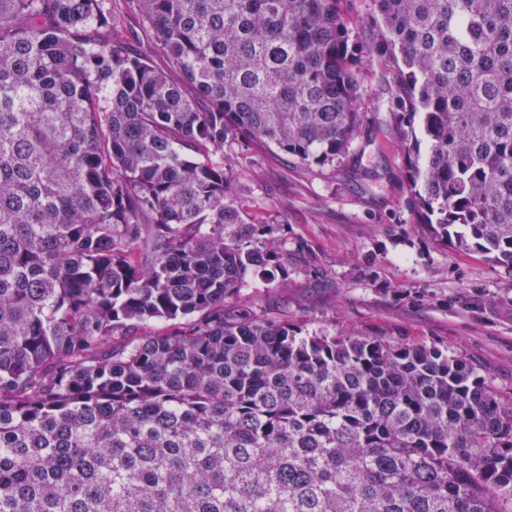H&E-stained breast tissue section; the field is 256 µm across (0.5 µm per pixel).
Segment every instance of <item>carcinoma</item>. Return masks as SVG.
<instances>
[{"label":"carcinoma","mask_w":512,"mask_h":512,"mask_svg":"<svg viewBox=\"0 0 512 512\" xmlns=\"http://www.w3.org/2000/svg\"><path fill=\"white\" fill-rule=\"evenodd\" d=\"M372 2L415 223L512 270V0ZM342 4L0 0V512H512L465 360L235 306L280 264L224 144L349 156Z\"/></svg>","instance_id":"carcinoma-1"}]
</instances>
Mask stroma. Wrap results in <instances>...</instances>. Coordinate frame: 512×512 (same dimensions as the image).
<instances>
[{
	"label": "stroma",
	"instance_id": "1",
	"mask_svg": "<svg viewBox=\"0 0 512 512\" xmlns=\"http://www.w3.org/2000/svg\"><path fill=\"white\" fill-rule=\"evenodd\" d=\"M394 78L363 56L366 122L348 166L225 144L233 197L248 220L275 228L286 270L273 283L247 276L236 303L309 333L357 330L448 351L512 396V271L416 223L404 144L386 107Z\"/></svg>",
	"mask_w": 512,
	"mask_h": 512
}]
</instances>
